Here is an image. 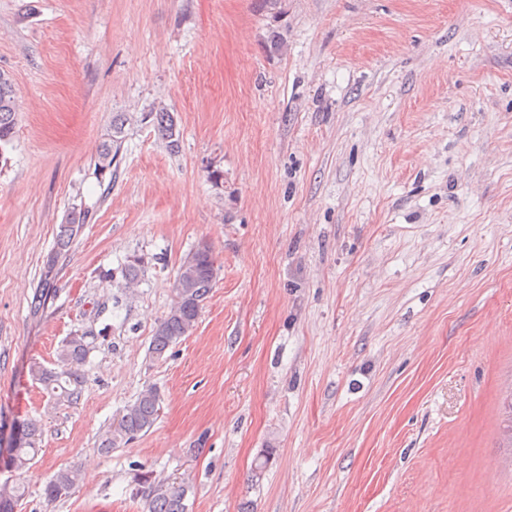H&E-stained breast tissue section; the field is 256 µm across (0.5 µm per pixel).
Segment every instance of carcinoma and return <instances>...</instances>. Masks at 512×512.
<instances>
[{"instance_id":"carcinoma-1","label":"carcinoma","mask_w":512,"mask_h":512,"mask_svg":"<svg viewBox=\"0 0 512 512\" xmlns=\"http://www.w3.org/2000/svg\"><path fill=\"white\" fill-rule=\"evenodd\" d=\"M18 92L11 79L0 72V144L8 143L12 137L16 121ZM152 120L158 134L165 140L169 150L179 148L177 125L167 108L161 107L146 114ZM122 140L115 138L112 144L105 146L100 153V167H110L116 160ZM84 224L81 215H73L69 223L61 226L57 238V249L47 260V270L38 292L31 301V310L37 314L45 307L51 294V280L58 264V256L68 249ZM217 274L210 248L198 247L181 264L176 283V301L167 315L159 322L151 339L149 353L160 359L170 346L188 335L195 327L203 303L213 287ZM89 352L85 336L73 335L61 346L58 352V368H48L39 362L32 363V377L44 386L52 399L58 402L75 403L81 397L83 377L80 367ZM161 411V397L158 390L148 387L134 402L128 404L116 423L112 424L105 447L110 448L119 442L135 439L139 434L148 432L156 423ZM502 411L506 426L503 430L502 444L507 459L512 463V389L506 391L502 400ZM40 436L38 425L32 421L18 426L9 448L7 465L21 469L33 460ZM79 471L64 467L53 475L45 488L49 499L66 496L76 487ZM136 484L142 488L147 512H187L186 498L191 489L190 482L181 480H158L150 471L135 475ZM18 498V488L8 484L0 485V512H13Z\"/></svg>"}]
</instances>
